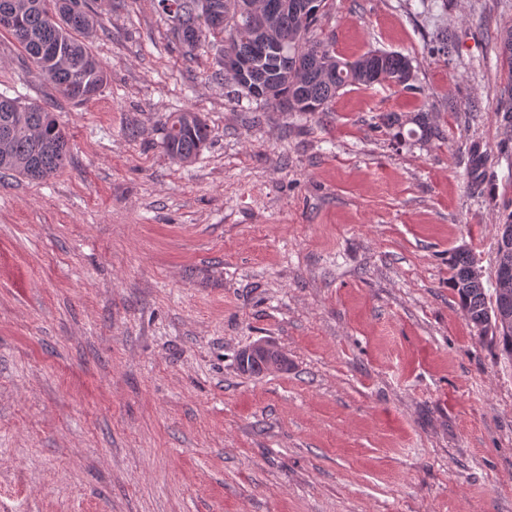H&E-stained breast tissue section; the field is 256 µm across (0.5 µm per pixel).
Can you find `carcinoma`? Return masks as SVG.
I'll return each instance as SVG.
<instances>
[{
	"mask_svg": "<svg viewBox=\"0 0 512 512\" xmlns=\"http://www.w3.org/2000/svg\"><path fill=\"white\" fill-rule=\"evenodd\" d=\"M240 0H159L163 11L177 21L176 34L190 51L216 43L221 52L248 57V75L264 96L287 112H326L341 89L349 85L372 86L378 76L392 80L412 79V64L398 52L374 51L354 60L336 56L331 45L314 35L327 0H304L301 12L292 9L295 0H260L257 15L237 12ZM86 0H0V16H18L9 33L29 60L65 98L78 104L94 99L107 81V71L92 54L87 41L97 18L85 9ZM408 123L417 129L404 131ZM391 139L405 137L429 140L439 129L426 112L385 123ZM207 140V127L194 112H180L165 126L163 147L179 163L196 158ZM69 153V137L52 111L38 103H22L0 94V172L40 180L62 169ZM497 264L512 265V248L502 250V241L512 229V212L497 224ZM448 263L451 286L473 331L488 326L495 309H512V283L506 299L498 282L487 294L482 278L474 275V261L465 248L455 250Z\"/></svg>",
	"mask_w": 512,
	"mask_h": 512,
	"instance_id": "cac0c4a2",
	"label": "carcinoma"
}]
</instances>
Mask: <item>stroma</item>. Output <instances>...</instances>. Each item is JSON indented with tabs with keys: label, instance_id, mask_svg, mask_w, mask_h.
<instances>
[{
	"label": "stroma",
	"instance_id": "35a3bbf8",
	"mask_svg": "<svg viewBox=\"0 0 512 512\" xmlns=\"http://www.w3.org/2000/svg\"><path fill=\"white\" fill-rule=\"evenodd\" d=\"M91 6L108 81L82 105L0 34V93L70 143L54 176L0 174V512H512V363L448 265L493 280L512 208V0H329L337 56L401 53L414 87L306 115L225 86L156 0ZM186 111L209 139L182 164ZM419 112L439 137L393 145L384 118ZM258 339L286 371L240 372ZM207 140V127L195 112H180L165 126L163 147L179 163L192 162Z\"/></svg>",
	"mask_w": 512,
	"mask_h": 512
}]
</instances>
